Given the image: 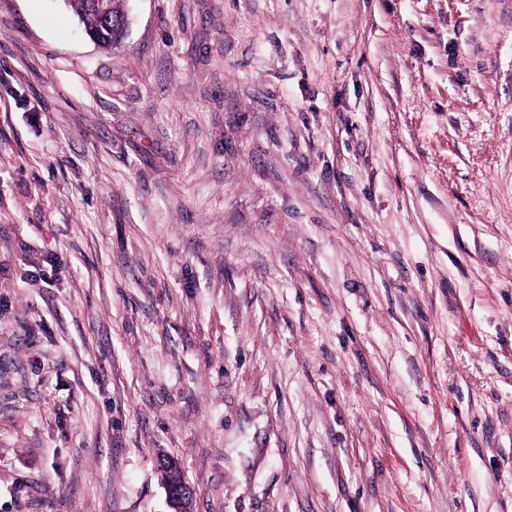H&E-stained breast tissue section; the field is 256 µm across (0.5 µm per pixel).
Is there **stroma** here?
Listing matches in <instances>:
<instances>
[{
	"label": "stroma",
	"instance_id": "1",
	"mask_svg": "<svg viewBox=\"0 0 512 512\" xmlns=\"http://www.w3.org/2000/svg\"><path fill=\"white\" fill-rule=\"evenodd\" d=\"M0 0V512H512V0ZM92 1L94 7L92 6ZM124 0H112L110 3V10L112 12V20L105 13L104 0H67L66 6L77 16L78 20L83 24V28L100 36L103 48L112 47L123 40L124 37L119 35V29L116 22L125 16L123 10ZM95 8L103 13L104 20L112 22V28L105 29L102 25L101 17L96 12ZM121 26L127 31V19L123 18ZM160 467H161V472H162V480H166L167 482H170L172 484V486L175 488L176 493H179L180 490L183 489V486L181 484L182 481H183V484L186 486L187 493H185V495H184L186 497V499H182L181 502H179L178 500H174V497L172 495V492H171V489L169 486H166V488L163 487L165 494H166V499H167L168 503L174 509L173 511L174 512H193L194 510L192 507H190L188 504L185 505L187 503V501L189 503L193 502V492H192L191 488L189 487V485L184 480V478L182 480V473H181V470L179 469L177 463L172 461L169 458H167V459L164 458L160 463Z\"/></svg>",
	"mask_w": 512,
	"mask_h": 512
}]
</instances>
